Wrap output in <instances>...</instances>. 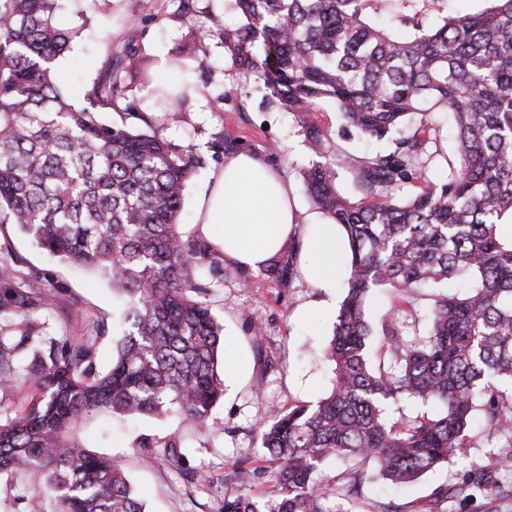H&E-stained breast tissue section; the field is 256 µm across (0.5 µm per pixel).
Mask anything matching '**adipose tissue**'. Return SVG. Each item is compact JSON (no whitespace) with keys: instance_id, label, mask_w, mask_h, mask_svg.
Returning a JSON list of instances; mask_svg holds the SVG:
<instances>
[{"instance_id":"obj_1","label":"adipose tissue","mask_w":512,"mask_h":512,"mask_svg":"<svg viewBox=\"0 0 512 512\" xmlns=\"http://www.w3.org/2000/svg\"><path fill=\"white\" fill-rule=\"evenodd\" d=\"M209 182L197 201V221L222 225L213 244L226 261L259 269L294 241L303 278L317 288L335 287L342 228L325 215L302 213L294 185L275 168L255 153L238 151L225 156Z\"/></svg>"}]
</instances>
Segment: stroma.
<instances>
[{
    "label": "stroma",
    "mask_w": 512,
    "mask_h": 512,
    "mask_svg": "<svg viewBox=\"0 0 512 512\" xmlns=\"http://www.w3.org/2000/svg\"><path fill=\"white\" fill-rule=\"evenodd\" d=\"M192 18L178 15L170 0H97L86 7L84 0H67L56 22L59 27H80L81 34L58 62L63 88L75 101L96 77L109 48H122L129 21L140 27L137 47L154 59L176 56L189 24L203 32L195 55L185 57L180 69L156 71L157 82L188 83L191 112L180 127L162 129V136L193 146L203 165L189 183L182 204V230L197 236L195 199L211 172L222 166L223 155L214 154L215 136L233 140L237 149L259 154L293 184L301 172L315 162L307 133L297 116L268 104L263 87L246 81L231 66L219 33L233 19L230 0H192ZM314 119L332 146L363 153L380 145L347 136L334 103L320 104ZM201 266L223 267L224 274L212 280L203 296L231 341L238 371L226 375L223 401L215 407L209 426L186 432L178 419L93 417L82 428V436L95 453L120 463L148 512H224V499L243 487L271 494L273 469L262 459L257 422L273 409H288L312 402L332 386V371L324 359L344 288H316L300 276L284 282L268 278L264 271L225 263L209 239H202ZM0 263L16 270L17 283L29 284L33 294L54 284V308L30 311L43 340L88 342L93 346L97 371H108L120 334L115 325L117 299L111 286L58 261L40 249L16 225L0 224ZM262 326L254 335L253 326ZM33 361L24 356L16 380L0 389V418L19 414L35 393ZM473 445L466 457L453 460L426 473L417 482L394 487L377 480L352 503V512H374L376 502L400 504L403 512H414L415 504L441 485L460 481L471 465L495 471L505 493L498 512H512V472L498 470L503 448L487 445V430L474 422ZM183 436L184 464H177L164 443ZM150 447H140L141 439ZM0 512H54L49 493L28 486L17 475L0 476Z\"/></svg>",
    "instance_id": "obj_1"
}]
</instances>
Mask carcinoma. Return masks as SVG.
<instances>
[{
  "instance_id": "obj_1",
  "label": "carcinoma",
  "mask_w": 512,
  "mask_h": 512,
  "mask_svg": "<svg viewBox=\"0 0 512 512\" xmlns=\"http://www.w3.org/2000/svg\"><path fill=\"white\" fill-rule=\"evenodd\" d=\"M63 0H0V224H14L59 260L97 273L124 299L122 335L100 374L91 347L51 342L36 350L38 396L0 421V474L17 471L48 489L57 512H146L124 471L90 452L76 432L93 414L207 425L224 398V327L199 295L221 272L199 266L201 250L182 235L188 182L202 164L188 145L142 131L126 95L154 86L162 124L185 122L186 93L154 81L152 59L127 44L107 53L84 103L61 88L58 60L79 37L62 29ZM239 20L220 33L232 64L263 85L268 99L297 114L321 161L303 171L310 202L346 233L347 292L324 357L333 367L319 400L274 411L259 422L278 493L243 489L224 512H348L344 503L382 479L409 485L466 455L479 418L488 436L512 439V0L477 12L427 14L440 0H396L398 37L378 22L385 0H233ZM336 103L346 131L388 140L376 153L334 154L314 121L319 102ZM449 112L458 162L427 178L442 157L427 113ZM120 121H104L103 113ZM347 167L355 194L336 186ZM296 247L267 266L282 281ZM0 266V386L38 340L30 293L12 288ZM468 283L462 294L441 292ZM379 288L401 301L376 327L367 301ZM422 288H435L425 335L408 337L400 315ZM380 339L376 360L371 337ZM431 404L434 414L395 421L387 404ZM348 465L332 484L326 461ZM496 477L470 470L417 507L472 501L498 490Z\"/></svg>"
}]
</instances>
